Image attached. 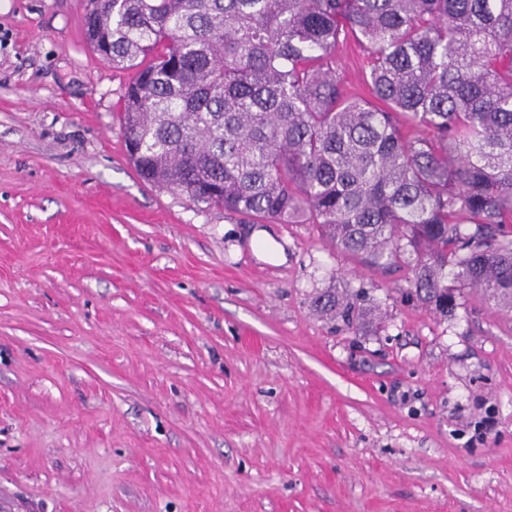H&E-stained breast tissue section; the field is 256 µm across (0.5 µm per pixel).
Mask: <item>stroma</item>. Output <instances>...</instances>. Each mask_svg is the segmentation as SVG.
<instances>
[{
    "instance_id": "1",
    "label": "stroma",
    "mask_w": 512,
    "mask_h": 512,
    "mask_svg": "<svg viewBox=\"0 0 512 512\" xmlns=\"http://www.w3.org/2000/svg\"><path fill=\"white\" fill-rule=\"evenodd\" d=\"M132 76L0 0V512H512V309L143 182ZM315 308L320 313L334 314L335 317L341 318L348 324L359 321L367 314L366 309L356 308L354 302L340 299L335 293H327L319 296L315 300Z\"/></svg>"
}]
</instances>
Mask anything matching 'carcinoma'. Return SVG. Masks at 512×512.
I'll list each match as a JSON object with an SVG mask.
<instances>
[{
  "label": "carcinoma",
  "mask_w": 512,
  "mask_h": 512,
  "mask_svg": "<svg viewBox=\"0 0 512 512\" xmlns=\"http://www.w3.org/2000/svg\"><path fill=\"white\" fill-rule=\"evenodd\" d=\"M84 27L136 70L121 122L146 182L316 224L368 264L405 252L441 316L450 279L512 309V0H107ZM349 40L368 100L343 93ZM315 308L366 315L334 293Z\"/></svg>",
  "instance_id": "1"
}]
</instances>
